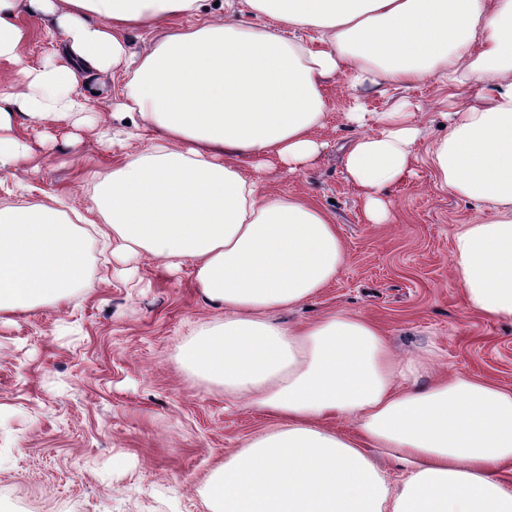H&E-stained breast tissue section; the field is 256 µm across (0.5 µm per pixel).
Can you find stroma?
Returning a JSON list of instances; mask_svg holds the SVG:
<instances>
[{
    "mask_svg": "<svg viewBox=\"0 0 512 512\" xmlns=\"http://www.w3.org/2000/svg\"><path fill=\"white\" fill-rule=\"evenodd\" d=\"M19 20L28 31L27 62H51L58 31L27 12ZM121 85V76L104 74L81 86L86 111L61 121L15 116L12 132L31 158L0 170V198L31 205L62 196L89 222L85 272L64 298L0 322V512H210L204 480L276 423L183 367V346L224 317L202 299L191 264L114 258L90 226L113 166L145 146L138 114L112 109ZM478 91L467 81L448 89L433 79L359 92L325 83L326 115L314 131L326 144L320 158L295 175L274 169L266 187L321 208L346 264L277 321L297 326L344 309L380 326L396 355L426 360L418 386L448 375L512 391V321L469 310L451 266L457 231L489 212L439 189L425 162L444 134L448 102ZM356 99L369 112L416 113L423 129L416 174L384 189L388 218L379 224L345 171L362 133L343 119Z\"/></svg>",
    "mask_w": 512,
    "mask_h": 512,
    "instance_id": "1",
    "label": "stroma"
}]
</instances>
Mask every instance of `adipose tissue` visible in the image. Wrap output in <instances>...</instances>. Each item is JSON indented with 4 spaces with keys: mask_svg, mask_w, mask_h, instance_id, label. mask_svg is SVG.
<instances>
[{
    "mask_svg": "<svg viewBox=\"0 0 512 512\" xmlns=\"http://www.w3.org/2000/svg\"><path fill=\"white\" fill-rule=\"evenodd\" d=\"M258 18L174 21L199 0H0V169L26 154L11 136L15 111L36 120L84 111L80 80L125 77L124 111L143 121L144 150L113 167L101 190L102 236L120 250L177 264L223 307V320L184 347V366L277 419L208 477L211 512H512V392L442 378L410 388L423 363L395 355L382 330L345 310L289 327L278 312L311 298L345 265L328 216L295 195L271 196L265 174H296L324 144L314 136L325 81L353 90L431 76L481 91L449 113L427 154L440 189L491 212L461 229L452 269L467 307L512 319V0H240ZM51 17L61 61L27 64L18 8ZM172 29L142 54L127 35ZM316 34L315 44L294 38ZM363 128L345 158L368 216L413 172L414 113H345ZM375 134H367L368 126ZM85 245L50 204L0 201V320L60 301L83 273ZM349 420L357 434L329 428ZM395 452L407 471L390 488L366 451Z\"/></svg>",
    "mask_w": 512,
    "mask_h": 512,
    "instance_id": "obj_1",
    "label": "adipose tissue"
}]
</instances>
